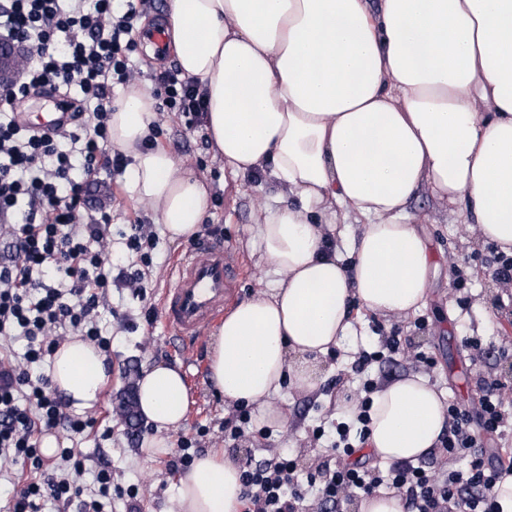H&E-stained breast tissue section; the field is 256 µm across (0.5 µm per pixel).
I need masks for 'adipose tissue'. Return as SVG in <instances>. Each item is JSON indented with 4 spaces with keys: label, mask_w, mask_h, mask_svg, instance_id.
<instances>
[{
    "label": "adipose tissue",
    "mask_w": 512,
    "mask_h": 512,
    "mask_svg": "<svg viewBox=\"0 0 512 512\" xmlns=\"http://www.w3.org/2000/svg\"><path fill=\"white\" fill-rule=\"evenodd\" d=\"M168 22L225 168L278 188L250 227L276 286L225 316L209 372L225 399L280 426L273 398L287 380L316 389L319 360L356 333L352 305L395 317L428 305L434 263L414 198L456 206L479 241L512 255V0H168ZM153 119L152 96L132 90L112 114V145L133 156L132 195L178 241L197 232L208 192L167 151L141 149ZM351 222L361 230L346 262L327 239ZM50 376L79 412L109 380L103 354L76 336L54 350ZM137 401L157 431L181 424L180 369L151 366ZM446 420L428 378L385 383L367 446L415 460ZM241 495L239 466L208 452L182 478L178 512H239Z\"/></svg>",
    "instance_id": "adipose-tissue-1"
}]
</instances>
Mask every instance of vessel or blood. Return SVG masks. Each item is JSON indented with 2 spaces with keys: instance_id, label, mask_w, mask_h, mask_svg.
Segmentation results:
<instances>
[{
  "instance_id": "obj_1",
  "label": "vessel or blood",
  "mask_w": 512,
  "mask_h": 512,
  "mask_svg": "<svg viewBox=\"0 0 512 512\" xmlns=\"http://www.w3.org/2000/svg\"><path fill=\"white\" fill-rule=\"evenodd\" d=\"M42 98L50 103L45 112H20V126L38 131H61L74 123L71 111L59 103L56 91L44 88ZM243 267L233 248L224 240L196 243L173 265L160 302L166 327L178 342V357L194 361L206 343L208 328L237 298Z\"/></svg>"
}]
</instances>
